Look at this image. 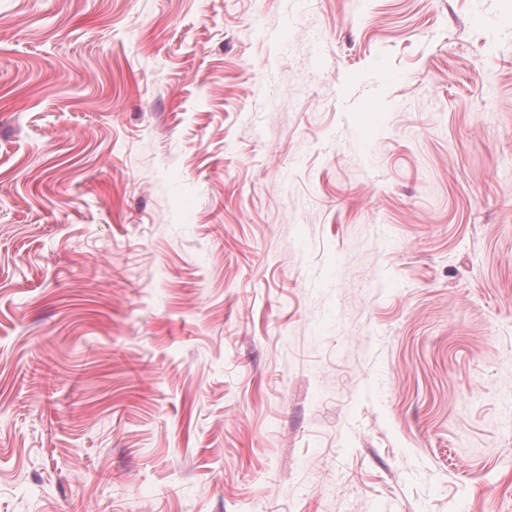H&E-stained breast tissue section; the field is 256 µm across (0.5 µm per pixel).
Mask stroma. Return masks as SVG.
Returning a JSON list of instances; mask_svg holds the SVG:
<instances>
[{
    "instance_id": "1",
    "label": "stroma",
    "mask_w": 512,
    "mask_h": 512,
    "mask_svg": "<svg viewBox=\"0 0 512 512\" xmlns=\"http://www.w3.org/2000/svg\"><path fill=\"white\" fill-rule=\"evenodd\" d=\"M0 512H512V0H0Z\"/></svg>"
}]
</instances>
